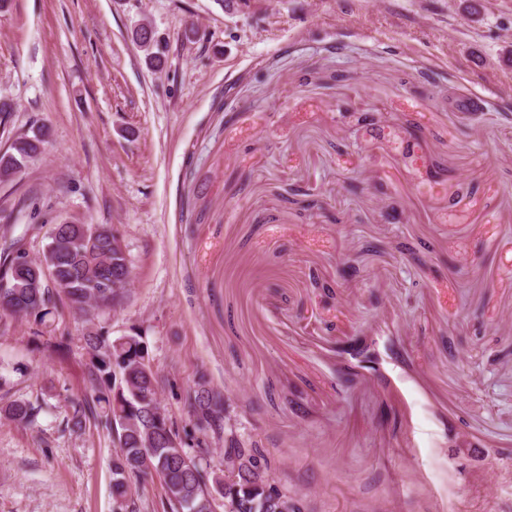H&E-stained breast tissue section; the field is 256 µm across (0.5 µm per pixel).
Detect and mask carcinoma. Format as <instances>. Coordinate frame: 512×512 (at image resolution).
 Instances as JSON below:
<instances>
[{
	"instance_id": "carcinoma-1",
	"label": "carcinoma",
	"mask_w": 512,
	"mask_h": 512,
	"mask_svg": "<svg viewBox=\"0 0 512 512\" xmlns=\"http://www.w3.org/2000/svg\"><path fill=\"white\" fill-rule=\"evenodd\" d=\"M133 40L152 66L162 59L153 51L155 38L145 26L133 32ZM47 132L39 128L16 138L9 150L0 153V178L8 179L24 162L36 155L46 142ZM92 225L64 224L50 241L42 262L56 270L65 283L62 293L78 314L113 305L124 289H112V277L121 274L128 263L126 254L112 250V226L97 225L91 240L85 230ZM35 269L20 266L9 274L8 285L0 288V310L13 316L34 317L43 322L51 314L54 295L48 288H36ZM90 359V377L96 383L93 398L99 416L117 427L119 446L112 457V500L115 512H124L132 497L140 493L149 479L160 480L171 512H280L282 495L266 479V470L254 462L261 453L259 441L224 439V460L240 459L233 479L208 472L201 460L175 444L173 424L158 400L159 379L149 366V348L136 331L108 339L98 330L82 336ZM352 358L372 370L377 356L371 344L358 339L346 350ZM188 407L201 432H224V395L196 383ZM42 411L39 402L15 400L5 415L24 426L37 423Z\"/></svg>"
}]
</instances>
